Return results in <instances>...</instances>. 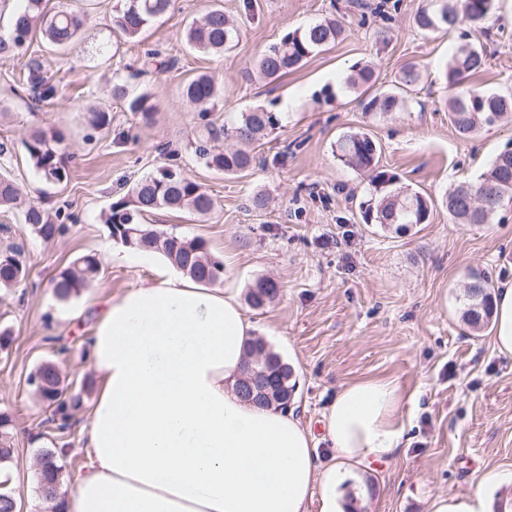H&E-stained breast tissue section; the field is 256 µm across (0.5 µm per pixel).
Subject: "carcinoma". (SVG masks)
<instances>
[{"label": "carcinoma", "instance_id": "1", "mask_svg": "<svg viewBox=\"0 0 512 512\" xmlns=\"http://www.w3.org/2000/svg\"><path fill=\"white\" fill-rule=\"evenodd\" d=\"M49 0H0V17H16L7 34L0 35V58H13L27 54L33 38L41 34L48 43L67 46L74 43L84 26L85 13L62 3L48 7ZM171 0H112L114 24L128 40L138 38L142 30L170 8ZM496 0H463L457 9L452 0H424L415 16V26L423 32L452 30L467 23L480 27L491 17ZM342 27L334 17H326L303 29L283 35L257 60L256 71L260 78L273 83L289 71L299 67L313 53L336 42ZM240 35L237 21L227 17L218 5L211 7L201 18L192 20L185 28V43L198 51L222 55L230 50ZM486 58L482 50L471 43L459 45L453 52L445 74L448 88V121L456 133L471 137L485 126H490L507 115H512V94L487 92L465 88L467 77L484 68ZM373 69L363 66L345 79L351 89L373 87ZM415 65L401 69L395 88L376 91L363 100L365 112L387 114L402 108L403 92L413 89L421 80ZM22 88L28 92L32 105L41 108L57 96L58 87L47 76L43 64L36 56H29L22 77ZM181 95L200 108L201 118L218 111L223 100L218 96L214 76L201 73L184 84ZM112 97L127 101L134 118L145 125L153 122L156 105L147 92L133 94L127 81L117 77L112 82ZM281 116L260 106L240 113L230 122L218 125L204 124L200 137L189 142L187 149L210 170L225 175H237L249 170L256 163L255 149L263 140L279 129ZM237 144L235 148L226 142ZM27 158L38 178L51 184L69 179L71 159L65 135L59 130L51 133L33 128L23 141ZM336 158L354 171L372 173L374 186L369 199L360 203L363 219L367 224L395 228L399 232L410 224H426L432 212V201L420 192L396 188L397 178L379 166L380 148L364 129L352 130L336 141ZM512 200V156L498 154L489 168L474 182H460L448 191L443 204L448 215L459 224H487L504 201ZM22 209V219L30 232L43 241H51L63 231L54 216L41 204L21 200L19 187L13 179L0 174V208ZM216 202L206 188L196 180L184 176L179 166L172 164L154 175L141 178L127 196L111 203L104 223L111 236L124 239V230L135 228L139 234L125 239L124 246L142 252L163 256L177 269L195 280L215 284L224 277V264L214 257L208 242L202 237L187 238L144 223L146 215L161 208L188 212L198 219H205L215 210ZM101 270L99 258L86 254L74 262V267L62 271L54 281V292L61 301H67L93 281ZM28 275L23 250L8 245L0 250V289L10 291L26 280ZM277 295V285L268 279H259L248 293L254 308H261ZM465 309L462 320L479 331L493 316V296L487 281L473 278L464 289ZM249 353L258 354L269 373V391L261 402L263 406H287L295 390L293 371L281 356L265 350L263 340L255 341ZM36 373L42 379L37 389L41 400L52 409V414L66 409L69 401L62 400L60 376L55 365L43 364ZM10 418L0 414V465L14 455ZM62 467L55 455L46 452L41 457L38 476L39 486L57 488Z\"/></svg>", "mask_w": 512, "mask_h": 512}]
</instances>
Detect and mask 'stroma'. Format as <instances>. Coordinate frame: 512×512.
I'll return each mask as SVG.
<instances>
[{
  "label": "stroma",
  "mask_w": 512,
  "mask_h": 512,
  "mask_svg": "<svg viewBox=\"0 0 512 512\" xmlns=\"http://www.w3.org/2000/svg\"><path fill=\"white\" fill-rule=\"evenodd\" d=\"M379 0H173L170 10L125 41L112 26V0H92L82 34L57 50L42 37L30 49L59 87L53 106L35 109L14 92L23 58L0 60V142L13 143L0 161L9 175L49 211H61L65 231L54 241L33 237L21 214L0 209V246L22 245L24 283L0 294V413L12 419L15 453L5 469L24 512H52L38 485L40 455L64 450L58 496L68 497L84 463L83 428L96 398L86 342L98 300L148 284L158 262L126 257L101 219L110 203L142 177L167 167L159 153L179 151L184 175L205 185L216 202L208 220L160 209L147 223L207 240L224 263L221 287L248 293L259 278L279 284L264 307H246L257 335L293 369L291 405L321 441L322 414L349 383L395 380L404 397L400 412L411 426L391 460L375 461L363 512H427L431 497L474 494L484 472L512 474V356L498 352L491 328L472 331L462 320L464 286L472 277L492 288L512 283V201L487 224H455L442 199L451 186L476 180L501 151L512 148V119L460 138L448 122L445 72L463 42L484 48L487 66L471 84L512 92V0H499L484 28L463 25L424 33L413 25L421 0H398L387 17ZM213 5L241 17L237 46L223 56L189 50L188 22ZM341 20L344 35L310 56L277 84L245 80L244 71L286 32L327 16ZM156 49L172 68L128 80L131 92H149L159 104L155 123L143 126L111 95L115 70ZM418 64L421 83L403 111L364 113L359 93L345 83L353 67L371 65L379 87H389L407 64ZM215 74L224 107L216 122L263 106L283 116L282 126L259 149L261 164L239 176L207 169L188 150L199 110L181 95L196 75ZM108 108L109 130H93L90 106ZM35 127L59 130L75 157L67 182L42 183L22 141ZM367 129L381 147L380 166L401 186L434 203L428 223L402 232L363 223L358 203L372 192L367 174L343 166L332 148L343 133ZM266 209L251 205L254 195ZM112 249L116 260L68 301L52 281L81 255ZM58 366L79 393L70 427L59 430L36 397L29 377L44 363Z\"/></svg>",
  "instance_id": "35a3bbf8"
}]
</instances>
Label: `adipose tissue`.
Masks as SVG:
<instances>
[{"mask_svg": "<svg viewBox=\"0 0 512 512\" xmlns=\"http://www.w3.org/2000/svg\"><path fill=\"white\" fill-rule=\"evenodd\" d=\"M254 330L236 292L166 269L105 300L88 344L97 398L85 462L59 512H354L349 487L403 439L398 386H343L318 461L291 408L237 392ZM509 483L486 472L475 495L434 497L429 512H491V492Z\"/></svg>", "mask_w": 512, "mask_h": 512, "instance_id": "ef3b65f1", "label": "adipose tissue"}]
</instances>
